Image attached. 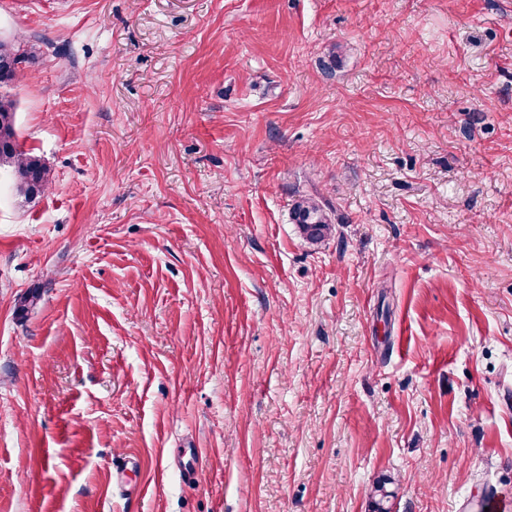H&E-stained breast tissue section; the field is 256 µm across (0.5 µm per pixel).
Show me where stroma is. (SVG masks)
Here are the masks:
<instances>
[{
	"instance_id": "stroma-1",
	"label": "stroma",
	"mask_w": 512,
	"mask_h": 512,
	"mask_svg": "<svg viewBox=\"0 0 512 512\" xmlns=\"http://www.w3.org/2000/svg\"><path fill=\"white\" fill-rule=\"evenodd\" d=\"M16 36L53 187L0 168V512L512 498V0H0ZM292 220L298 224L312 245L323 242L333 232V225L323 207L312 197L301 196L294 204Z\"/></svg>"
}]
</instances>
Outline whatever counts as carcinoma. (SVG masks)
<instances>
[{"label": "carcinoma", "mask_w": 512, "mask_h": 512, "mask_svg": "<svg viewBox=\"0 0 512 512\" xmlns=\"http://www.w3.org/2000/svg\"><path fill=\"white\" fill-rule=\"evenodd\" d=\"M35 56L32 49H20V41H0V167L11 168L17 190L28 201L47 194L53 184L51 170L40 157L25 150L15 133L14 101L1 90L17 79L18 64ZM292 220L306 240L317 245L333 232L323 207L312 197L302 196L294 204Z\"/></svg>", "instance_id": "carcinoma-1"}]
</instances>
